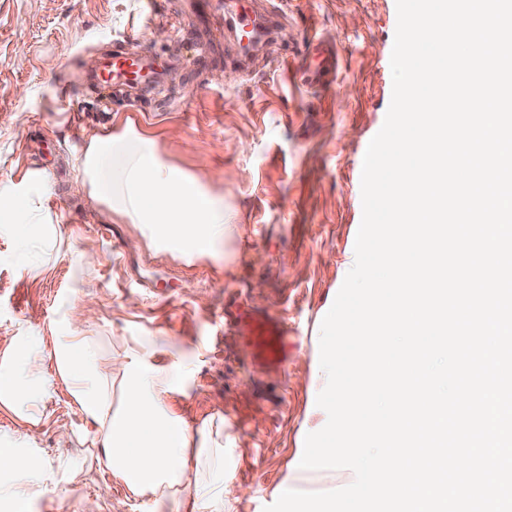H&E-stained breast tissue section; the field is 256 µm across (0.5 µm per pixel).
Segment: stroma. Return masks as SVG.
Here are the masks:
<instances>
[{
    "label": "stroma",
    "mask_w": 512,
    "mask_h": 512,
    "mask_svg": "<svg viewBox=\"0 0 512 512\" xmlns=\"http://www.w3.org/2000/svg\"><path fill=\"white\" fill-rule=\"evenodd\" d=\"M278 2L284 41L242 73L223 23L174 39L189 22L188 0H0V181L39 203L32 224L45 250L40 273H23L24 236L15 215L0 211V362L19 337H37L40 371L54 381L35 422L0 404V434L33 432L41 459L62 474L31 488L27 512L178 509L168 498L143 502L98 466L99 434L51 357L56 324L73 307L77 332L100 351L113 405L122 403L119 371L134 341L157 344L159 363L185 362L184 387L167 402L190 425L223 434L224 478L241 491L227 512L273 504L306 435L327 419L316 404L319 329L355 262L359 156L392 98L396 0ZM320 40L337 46L339 65L330 86L307 89L277 61L296 62L305 43ZM203 45L213 59L194 66ZM21 47L28 58L18 67ZM117 47L152 50L181 82H164L145 109L100 111L89 63ZM127 121L155 133L166 158L235 209L240 233L225 240L223 260L132 248L134 226L74 190L85 136ZM83 255L92 259L85 267ZM243 314L287 327L295 345L286 364L259 358Z\"/></svg>",
    "instance_id": "35a3bbf8"
}]
</instances>
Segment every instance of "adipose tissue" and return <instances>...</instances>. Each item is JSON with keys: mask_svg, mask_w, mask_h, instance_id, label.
Segmentation results:
<instances>
[{"mask_svg": "<svg viewBox=\"0 0 512 512\" xmlns=\"http://www.w3.org/2000/svg\"><path fill=\"white\" fill-rule=\"evenodd\" d=\"M74 188L105 206L122 223L135 225L139 240L157 251L187 259L217 258L234 229V215L222 193L211 189L161 154L149 131L122 128L86 137ZM69 310L53 350L57 372L67 381L75 404L94 424L106 448L102 463L130 493L157 501L175 500L182 512H224L237 490L224 480V446L196 436L166 396L179 388L186 368L174 360L155 363L154 349H129L121 378L123 407L112 405L111 386L99 375V353L75 326ZM36 351L27 348L0 364V403H35L39 383L33 371ZM36 449L0 437V475L34 470L41 480L57 472L38 463Z\"/></svg>", "mask_w": 512, "mask_h": 512, "instance_id": "ef3b65f1", "label": "adipose tissue"}]
</instances>
